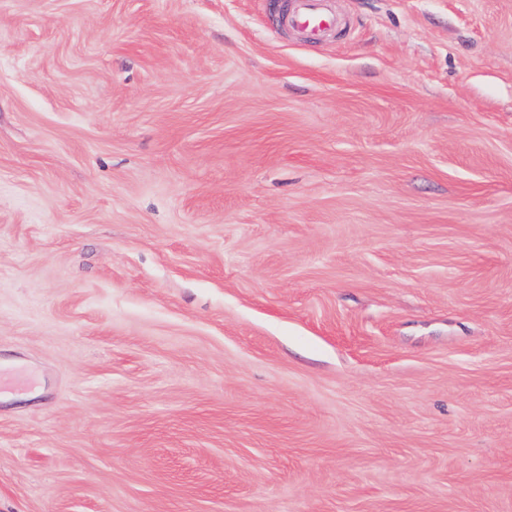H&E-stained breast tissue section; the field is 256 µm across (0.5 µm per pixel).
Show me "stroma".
I'll list each match as a JSON object with an SVG mask.
<instances>
[{
    "instance_id": "35a3bbf8",
    "label": "stroma",
    "mask_w": 512,
    "mask_h": 512,
    "mask_svg": "<svg viewBox=\"0 0 512 512\" xmlns=\"http://www.w3.org/2000/svg\"><path fill=\"white\" fill-rule=\"evenodd\" d=\"M0 0V512H512V0ZM294 10L288 16V23L296 25L312 36L336 25L332 5L334 0H293Z\"/></svg>"
}]
</instances>
